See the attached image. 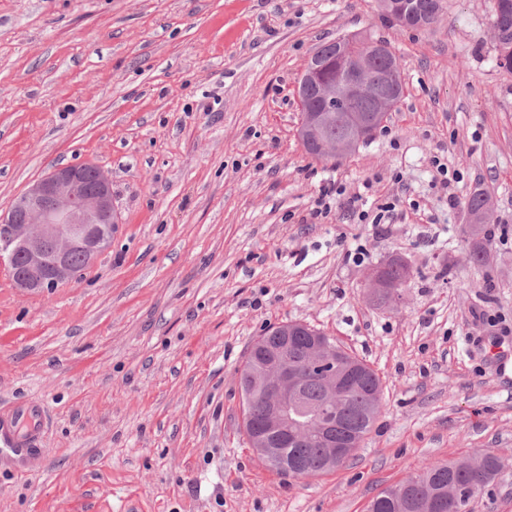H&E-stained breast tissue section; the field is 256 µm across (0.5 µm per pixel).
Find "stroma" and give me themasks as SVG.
I'll return each mask as SVG.
<instances>
[{"label": "stroma", "instance_id": "obj_1", "mask_svg": "<svg viewBox=\"0 0 512 512\" xmlns=\"http://www.w3.org/2000/svg\"><path fill=\"white\" fill-rule=\"evenodd\" d=\"M444 5L416 29L376 0H0V211L91 161L120 216L52 294L20 293L0 262V403L46 415L26 472L0 462V512H366L484 452L502 467L468 510L512 512V73L491 0ZM356 33L395 53L402 98L367 143L317 160L298 82ZM477 189L498 231L480 266L463 232ZM395 257L414 276L377 304L368 272ZM287 322L382 381L372 431L314 478L278 474L242 429L239 370Z\"/></svg>", "mask_w": 512, "mask_h": 512}]
</instances>
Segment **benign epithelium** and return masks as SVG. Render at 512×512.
Listing matches in <instances>:
<instances>
[{"label":"benign epithelium","instance_id":"benign-epithelium-1","mask_svg":"<svg viewBox=\"0 0 512 512\" xmlns=\"http://www.w3.org/2000/svg\"><path fill=\"white\" fill-rule=\"evenodd\" d=\"M388 10L405 26H425V14L412 9L405 0H388ZM388 64V73L375 71L376 62ZM394 60L385 45L370 42L361 45L352 65L336 84L316 83L322 112H333L345 102L368 98L370 107L357 115V127L336 137L319 141L320 152L336 158L351 152L359 143V131L381 120L392 111L400 88L390 72ZM119 223L112 200V181L97 164L82 162L55 165L22 192L8 210L0 215V246L6 248L4 261L14 285L24 293L45 294L76 279L71 263L75 248L85 253L87 265L112 246L114 225ZM369 287L377 293L388 287L385 266L372 268ZM278 346L260 352L254 361L259 366L252 392L265 408L262 424L250 433V446L271 454L290 440L316 439L325 448L326 467L342 464L358 447L336 432V422L350 393L351 385L364 375L362 366L344 360L336 343L324 333L295 325L274 327ZM299 336L305 338L304 360L320 379L324 398L309 406L303 398L304 376L282 365L284 350ZM458 487L448 485L416 505L420 512H443L447 503L458 500Z\"/></svg>","mask_w":512,"mask_h":512}]
</instances>
